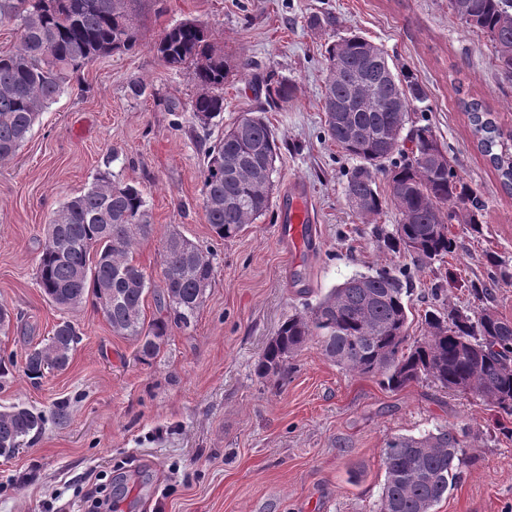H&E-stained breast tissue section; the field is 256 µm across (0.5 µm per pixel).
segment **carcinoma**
Instances as JSON below:
<instances>
[{
  "label": "carcinoma",
  "instance_id": "carcinoma-1",
  "mask_svg": "<svg viewBox=\"0 0 512 512\" xmlns=\"http://www.w3.org/2000/svg\"><path fill=\"white\" fill-rule=\"evenodd\" d=\"M467 2V9L460 8ZM451 11L486 34L498 67L512 75V0H448ZM146 0H0V23L14 22L18 43L0 53V162L12 160L27 140L41 112L62 92L71 75L113 52L131 51L142 38ZM157 55L171 69L192 68L202 88L189 103L192 118L207 126L224 112V79L233 64L216 50L208 28L185 20L165 29L155 43ZM327 82L323 94L329 138L359 164L348 178L346 196L362 218L386 205L399 215L394 231H376L383 245L410 258L411 266L357 274L328 291L316 304L284 320L265 346L256 372L281 378L288 358L308 341L337 366L380 378L395 391L429 380L438 387L469 393L500 420L497 429L512 437V320L493 307L494 291L512 285V263L484 254L487 280L470 284L482 303L476 311L452 308L425 314V336L407 335L410 267H423L457 250L451 224L482 233L485 204L455 170L432 127L417 125L411 114L423 111L425 89L408 76L393 74L382 84L377 72L389 66L384 51L352 33L328 45ZM295 87L286 80L266 84L265 106L241 116L204 152L201 169L202 208L221 240L238 236L265 216L272 205L278 140L263 112L290 101ZM403 98L390 108L392 96ZM353 104L351 137L335 124L330 109ZM474 144L512 189V134L494 112L476 99L461 98ZM412 143L405 152V142ZM383 173L386 194L377 191ZM53 231L39 253L37 284L60 308H76L91 298L103 311L112 332L139 343L138 358H156L170 326L188 329L203 308L214 279L213 254L176 231L162 246L163 288L154 293L162 316L145 323L142 307L150 290L146 273L133 257L136 245L152 234L153 217L142 189L103 174L83 193L62 203L49 217ZM80 340L73 323L63 321L41 347L30 350L24 371L39 378L48 368L64 369ZM45 416L24 406L0 411V456L10 457L38 434ZM468 434L454 426L419 437L397 436L386 443L385 479L380 512H433L462 477L470 461Z\"/></svg>",
  "mask_w": 512,
  "mask_h": 512
}]
</instances>
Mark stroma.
<instances>
[{"mask_svg":"<svg viewBox=\"0 0 512 512\" xmlns=\"http://www.w3.org/2000/svg\"><path fill=\"white\" fill-rule=\"evenodd\" d=\"M185 19L206 24L229 59L251 62L229 74L223 115L206 127L186 111L198 93L188 70L167 68L155 50L160 33ZM352 31L423 86L428 109L414 121L433 128L485 202L482 235L452 225L456 252L414 274L408 334L423 335L427 309L478 308L469 285L487 277L484 253L512 261V193L476 149L458 95L483 100L512 130V76L448 0H149L140 47L73 76L16 157L0 163V305L15 315L0 328V358L14 362L0 409L20 404L47 416L37 437L0 457V512H89L106 480L120 476L125 487L111 498L123 512H378L386 442L453 425L471 429V464L435 512H512V439L473 396L428 381L386 390L328 361L314 341L289 358L283 378L255 372L289 314L354 274L403 262L373 235L398 224L396 211L364 220L351 210L345 188L355 162L325 130V48ZM271 78L296 87L288 105L266 114L281 145L273 204L222 240L202 209L204 147L243 113L264 108ZM135 81L144 87L138 96ZM105 173L144 191L154 232L134 258L152 289L162 287L159 252L169 230L214 254L194 326L170 327L146 363L100 309L56 307L36 282L50 215ZM296 186L312 201L321 239L298 262L275 236L279 203ZM451 274L458 287L433 298ZM66 320L81 334L69 365L28 378L27 352ZM62 401L69 412L60 422L51 412Z\"/></svg>","mask_w":512,"mask_h":512,"instance_id":"35a3bbf8","label":"stroma"}]
</instances>
